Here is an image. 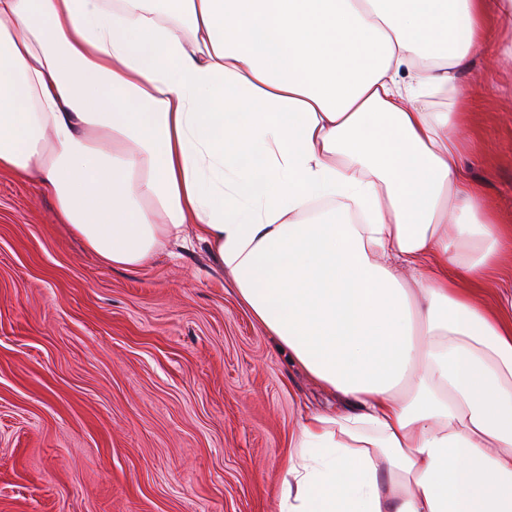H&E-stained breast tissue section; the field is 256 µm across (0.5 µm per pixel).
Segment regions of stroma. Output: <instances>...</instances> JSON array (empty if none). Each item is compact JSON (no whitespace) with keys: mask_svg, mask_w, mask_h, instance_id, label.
<instances>
[{"mask_svg":"<svg viewBox=\"0 0 512 512\" xmlns=\"http://www.w3.org/2000/svg\"><path fill=\"white\" fill-rule=\"evenodd\" d=\"M464 154L512 221V57ZM335 399L239 304L195 234L113 269L36 177L0 173V512H278L302 407Z\"/></svg>","mask_w":512,"mask_h":512,"instance_id":"stroma-1","label":"stroma"}]
</instances>
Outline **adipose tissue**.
<instances>
[{"label": "adipose tissue", "mask_w": 512, "mask_h": 512, "mask_svg": "<svg viewBox=\"0 0 512 512\" xmlns=\"http://www.w3.org/2000/svg\"><path fill=\"white\" fill-rule=\"evenodd\" d=\"M490 8L512 20V0H0V172L38 174L113 268L195 225L340 400L301 414L279 512H512V226L463 164L486 81L462 71L512 56Z\"/></svg>", "instance_id": "1"}]
</instances>
